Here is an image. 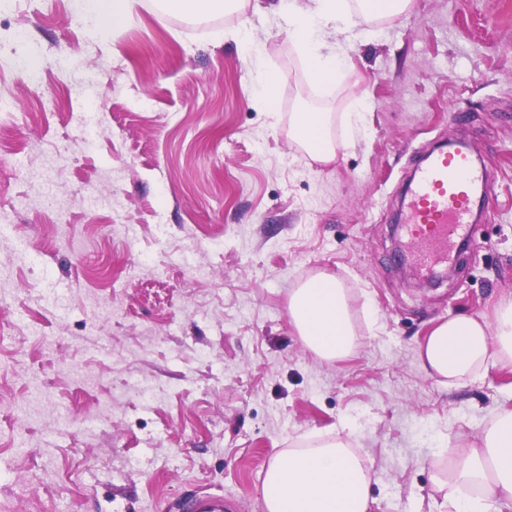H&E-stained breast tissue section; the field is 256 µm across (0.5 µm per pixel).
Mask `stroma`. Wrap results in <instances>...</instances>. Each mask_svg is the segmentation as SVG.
<instances>
[{
	"label": "stroma",
	"instance_id": "35a3bbf8",
	"mask_svg": "<svg viewBox=\"0 0 512 512\" xmlns=\"http://www.w3.org/2000/svg\"><path fill=\"white\" fill-rule=\"evenodd\" d=\"M260 3L203 22L139 8L99 41L75 0H0V102L22 114L0 120V198L20 202L0 239V512H179L198 492L265 512L269 462L331 436L368 461L375 512H448L437 444L467 449L512 411L511 366L451 388L416 357L512 295V0H413L327 33L323 52L346 49L329 87ZM87 102L92 147L68 118ZM304 111L328 113L334 161L296 139ZM454 141L496 183L434 279L400 261L399 189ZM321 273L359 336L334 363L288 317Z\"/></svg>",
	"mask_w": 512,
	"mask_h": 512
}]
</instances>
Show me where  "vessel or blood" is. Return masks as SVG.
Wrapping results in <instances>:
<instances>
[{"label":"vessel or blood","mask_w":512,"mask_h":512,"mask_svg":"<svg viewBox=\"0 0 512 512\" xmlns=\"http://www.w3.org/2000/svg\"><path fill=\"white\" fill-rule=\"evenodd\" d=\"M493 174L477 168L464 149L439 148L413 175L405 194L403 228L413 245L410 258L429 268L447 258L448 247L468 239L475 188L490 189ZM181 512H234L231 501L211 493L192 495Z\"/></svg>","instance_id":"1"}]
</instances>
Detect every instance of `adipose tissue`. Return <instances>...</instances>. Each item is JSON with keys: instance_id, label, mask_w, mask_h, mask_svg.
Returning a JSON list of instances; mask_svg holds the SVG:
<instances>
[{"instance_id": "adipose-tissue-1", "label": "adipose tissue", "mask_w": 512, "mask_h": 512, "mask_svg": "<svg viewBox=\"0 0 512 512\" xmlns=\"http://www.w3.org/2000/svg\"><path fill=\"white\" fill-rule=\"evenodd\" d=\"M135 0H76L96 37L125 25ZM169 16L207 19L242 10L248 0H148ZM410 0H282L288 35L303 54L312 82H335L344 53L324 56L318 41L327 31L348 32L355 23L402 13ZM294 133L320 163L336 158V144L323 112L297 113ZM288 316L304 345L318 358L336 362L358 346L345 288L334 276L317 275L288 299ZM421 368L443 385H461L491 365H512V297L501 299L492 317L462 315L436 325L417 349ZM439 486L449 489L454 512H487V501L512 505V411L496 415L478 443L461 451L439 448L430 461ZM265 512H371L376 499L365 460L341 437L312 448L288 449L268 465L261 485Z\"/></svg>"}]
</instances>
